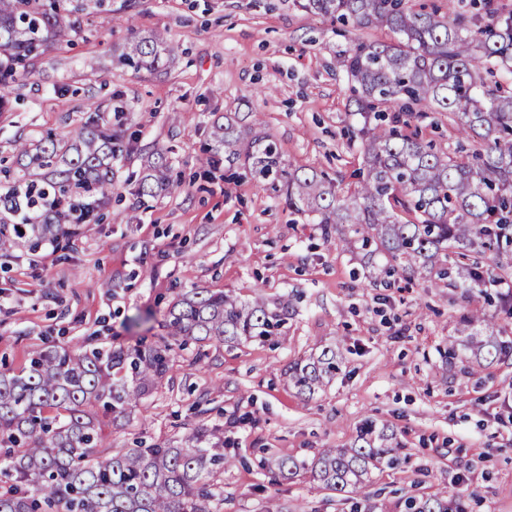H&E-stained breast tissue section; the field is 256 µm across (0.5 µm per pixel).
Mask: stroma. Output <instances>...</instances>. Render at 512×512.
<instances>
[{
	"label": "stroma",
	"mask_w": 512,
	"mask_h": 512,
	"mask_svg": "<svg viewBox=\"0 0 512 512\" xmlns=\"http://www.w3.org/2000/svg\"><path fill=\"white\" fill-rule=\"evenodd\" d=\"M155 31L175 48L170 66L136 73L118 63L131 35ZM359 38L393 36L293 0H137L118 21L83 16L69 44L16 81L0 112V160L15 166V137L66 139L93 119L118 127L129 150L112 164L111 197L75 237L0 253V371H21L42 346L156 340L165 313L197 288L285 297L275 340L177 348L155 388L105 426L101 455L142 441L184 447L203 428L239 458L211 472L224 498L210 512H263L270 497L286 512H350L345 494L310 474L274 483L265 468L349 447L370 420L393 430L407 457L372 474L385 512L441 492L463 512H512V357L472 375L444 359L470 302L423 280L370 287L360 249H342L255 182L233 179L211 151L214 122L258 112L286 167L340 173L354 188L362 159L348 145L350 84L336 58ZM93 101L114 109L89 113ZM157 147L170 149L180 187L141 201L143 160ZM336 344L340 372L299 395L288 366Z\"/></svg>",
	"instance_id": "obj_1"
}]
</instances>
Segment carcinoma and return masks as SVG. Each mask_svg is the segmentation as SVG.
Here are the masks:
<instances>
[{
  "instance_id": "cac0c4a2",
  "label": "carcinoma",
  "mask_w": 512,
  "mask_h": 512,
  "mask_svg": "<svg viewBox=\"0 0 512 512\" xmlns=\"http://www.w3.org/2000/svg\"><path fill=\"white\" fill-rule=\"evenodd\" d=\"M315 15L387 30L394 42L358 41L338 55L354 96L358 124L350 145L363 159L355 189L341 179L288 171L275 142L247 123H215L214 153L230 164L245 158L250 178L288 209L320 225L326 238L350 248L359 243L379 259L373 283L400 276L429 277L436 288H460L466 298L497 280L489 262L512 247V90L487 77L512 73V13L499 0H482V13L466 18L411 0H294ZM112 7V0H0V110L12 83L29 73L47 49L71 42L81 18ZM174 59L160 32L133 37L118 62L136 72L155 71ZM448 119L471 152H438L419 135L429 114ZM27 178L4 201L6 213L25 221L0 224V251L21 246L26 234L55 241L94 216L112 194V160L124 146L112 128L87 122L69 139L14 140ZM168 150L144 160L136 194L153 197L171 187ZM288 299L243 302L231 292L197 288L169 310L167 336L132 348L73 352L34 349L19 373L0 372V512H210L220 495L207 477L214 466L236 463L217 444L206 448L140 445L108 458L100 421L87 408L123 415L169 370L174 346L265 340L288 319ZM461 339L448 358H464L466 373L512 353L495 324L475 308L458 322ZM340 348L328 347L288 369L302 396L328 384L340 369ZM400 444L387 427L367 422L348 448H324L311 464L325 488L368 503L372 470L395 469ZM306 463L278 458L271 481L291 480ZM407 512H448V495L409 499Z\"/></svg>"
}]
</instances>
